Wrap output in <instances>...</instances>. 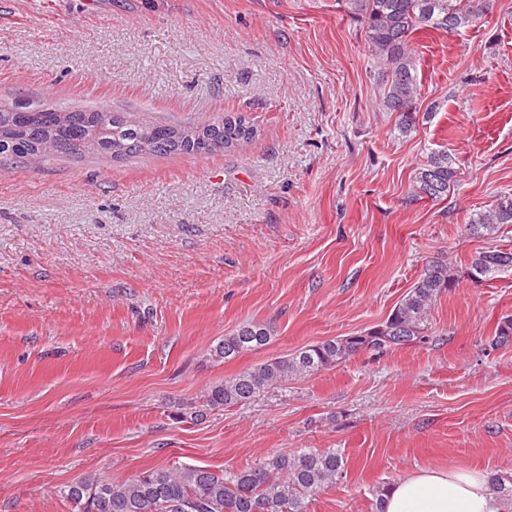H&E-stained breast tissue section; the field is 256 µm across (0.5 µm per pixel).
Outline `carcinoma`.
<instances>
[{
	"label": "carcinoma",
	"mask_w": 512,
	"mask_h": 512,
	"mask_svg": "<svg viewBox=\"0 0 512 512\" xmlns=\"http://www.w3.org/2000/svg\"><path fill=\"white\" fill-rule=\"evenodd\" d=\"M493 0H337L350 19L362 24L375 63L382 70L379 106L398 115L397 128L406 134L417 119V62L409 37L428 28L457 31L475 25ZM256 136L243 115H227L202 125L173 126L146 122L138 114L109 108L70 110L0 109V170L25 166L26 155L53 142L58 148L42 162L59 154L108 153L112 157L141 154L212 153L232 151ZM457 170L445 151H433L416 169L413 192L419 197L448 196ZM500 224H512V196L501 195L473 214L470 228L490 233ZM512 270V251H480L469 273L476 280ZM448 266L437 262L426 268L395 305L386 320L371 331L340 336L304 346L296 352L248 368L212 386L206 405L219 408L246 405L278 384L327 370L363 348L383 350L424 338L430 310L452 286ZM272 329L247 323L224 336L212 349L216 360L230 361L267 345ZM346 461L334 448L279 453L244 470L215 473L206 467L181 465L150 469L123 482L90 475L65 490L77 512H307L312 499L336 481ZM492 487L501 512H512V474H494Z\"/></svg>",
	"instance_id": "1"
}]
</instances>
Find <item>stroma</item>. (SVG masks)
I'll list each match as a JSON object with an SVG mask.
<instances>
[{"label": "stroma", "instance_id": "1", "mask_svg": "<svg viewBox=\"0 0 512 512\" xmlns=\"http://www.w3.org/2000/svg\"><path fill=\"white\" fill-rule=\"evenodd\" d=\"M420 117L400 133L383 76L336 0H0V105L243 114L212 154H61L0 171V512H72L66 486L149 469H246L281 452L346 459L308 512H376L426 467L512 472V271L473 280L512 224V0L414 35ZM448 152L447 198L411 199ZM456 275L424 339L365 349L244 406L214 384L382 323L434 262ZM263 348L211 358L247 323ZM499 224H512V196L500 195L483 211L473 214L470 229L474 232H493Z\"/></svg>", "mask_w": 512, "mask_h": 512}]
</instances>
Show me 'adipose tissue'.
I'll list each match as a JSON object with an SVG mask.
<instances>
[{
	"label": "adipose tissue",
	"instance_id": "obj_1",
	"mask_svg": "<svg viewBox=\"0 0 512 512\" xmlns=\"http://www.w3.org/2000/svg\"><path fill=\"white\" fill-rule=\"evenodd\" d=\"M385 512H499L484 472L459 466L408 474L384 495Z\"/></svg>",
	"mask_w": 512,
	"mask_h": 512
}]
</instances>
